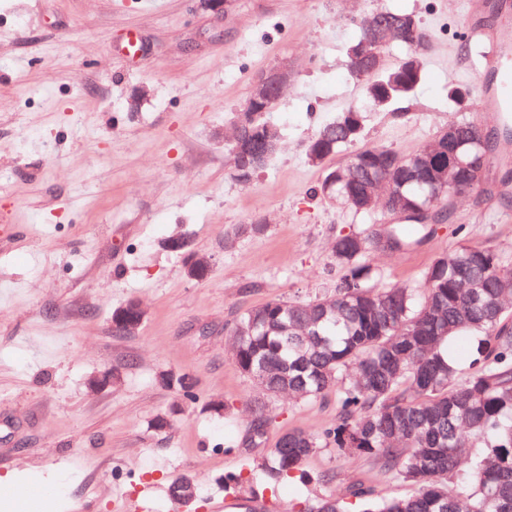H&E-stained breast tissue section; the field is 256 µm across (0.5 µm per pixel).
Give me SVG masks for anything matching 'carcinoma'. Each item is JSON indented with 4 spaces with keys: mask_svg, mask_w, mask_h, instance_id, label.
Segmentation results:
<instances>
[{
    "mask_svg": "<svg viewBox=\"0 0 512 512\" xmlns=\"http://www.w3.org/2000/svg\"><path fill=\"white\" fill-rule=\"evenodd\" d=\"M424 73L410 75L406 88L386 96L381 85L391 73L363 84L374 93L372 107L388 110L410 102ZM463 151L473 148L480 128L460 122ZM334 136L332 157L363 135L361 119L342 112L312 137ZM365 148L349 162L363 165L354 185L338 181L330 195H357L373 180L386 182L412 204L431 199L448 206V184L434 183L420 163L422 150L402 157L395 168L369 156ZM371 237H336V265L345 271L335 293L309 302L270 300L244 312L234 331L244 332L233 359L241 372L267 364L272 380L265 393L281 389L305 400L336 390V423L317 433H282L258 464V477L238 475L232 482L251 499L281 483L311 482L302 470L318 449L333 446L378 460L400 493L378 485L353 484L343 497H301L293 512H512V307L496 306L499 280L512 271L497 255L478 245L439 254L426 272L422 295L415 288L379 287L369 263ZM486 282L478 300L456 286L461 277ZM468 338L474 358L462 367L451 353ZM273 417L262 406L246 432L248 445L266 441ZM480 447L470 462V482L448 490L459 449Z\"/></svg>",
    "mask_w": 512,
    "mask_h": 512,
    "instance_id": "cac0c4a2",
    "label": "carcinoma"
}]
</instances>
